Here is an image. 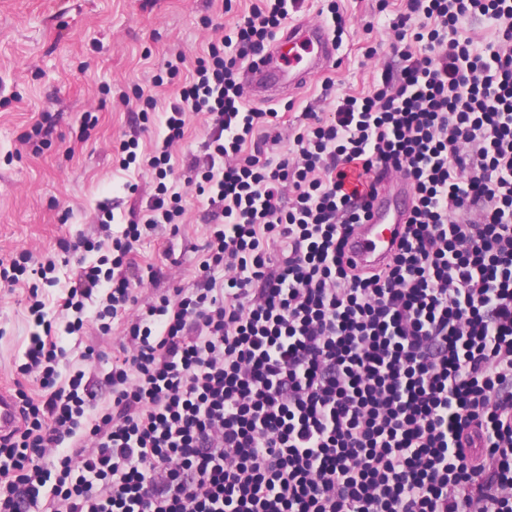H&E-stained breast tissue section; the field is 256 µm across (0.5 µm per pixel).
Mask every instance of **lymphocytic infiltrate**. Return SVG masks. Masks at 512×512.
<instances>
[{"instance_id":"1","label":"lymphocytic infiltrate","mask_w":512,"mask_h":512,"mask_svg":"<svg viewBox=\"0 0 512 512\" xmlns=\"http://www.w3.org/2000/svg\"><path fill=\"white\" fill-rule=\"evenodd\" d=\"M287 2L258 0L198 59L142 159L159 179L145 219L67 291L75 336L89 301L104 334L137 308L109 407L94 412L86 371L57 385L63 348L32 336L18 372L48 395L15 392L0 512H512V0H406L399 70L331 118L306 113L281 153L239 69ZM190 112L213 122L186 180L214 219L207 258L142 302L128 256L185 214L165 179ZM351 165L363 193L343 189ZM391 172L413 190L404 231L361 267L348 239Z\"/></svg>"}]
</instances>
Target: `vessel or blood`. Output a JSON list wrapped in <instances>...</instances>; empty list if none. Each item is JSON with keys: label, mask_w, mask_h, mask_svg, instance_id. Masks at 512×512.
Masks as SVG:
<instances>
[{"label": "vessel or blood", "mask_w": 512, "mask_h": 512, "mask_svg": "<svg viewBox=\"0 0 512 512\" xmlns=\"http://www.w3.org/2000/svg\"><path fill=\"white\" fill-rule=\"evenodd\" d=\"M334 56L333 44L322 28L305 24L288 27L265 59L251 66L245 76L258 93L280 84L303 86L314 73L328 67ZM404 208L388 191H380L366 224L360 225L348 244L352 259L362 264H381L397 244L403 231ZM21 424L19 408L10 392L0 390V434Z\"/></svg>", "instance_id": "b4317fda"}]
</instances>
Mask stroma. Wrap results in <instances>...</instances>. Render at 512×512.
Instances as JSON below:
<instances>
[{
  "instance_id": "obj_1",
  "label": "stroma",
  "mask_w": 512,
  "mask_h": 512,
  "mask_svg": "<svg viewBox=\"0 0 512 512\" xmlns=\"http://www.w3.org/2000/svg\"><path fill=\"white\" fill-rule=\"evenodd\" d=\"M253 0H0V260L26 250L36 260L56 262L57 281L43 286L46 319L52 337L67 355L58 367V384L83 369L104 377L117 352L112 333L99 335L96 304L83 315L82 337L67 335L62 299L79 265L98 263L97 250L77 248L79 238L96 241L121 235L145 209L157 179L146 167L122 169L117 147L137 139L140 155L152 152L162 137V114L189 80L195 61L211 42L243 22ZM404 0H301L287 22L333 29V12L347 22L335 44L334 62L300 90L247 107L279 114L282 148H289L303 113L333 111L346 95L372 94L383 69L397 66L393 25ZM185 62L174 78L165 63L175 54ZM154 97L156 112L142 120L138 93ZM96 116L83 128L85 114ZM51 120L54 133L40 150L24 142L34 124ZM211 124L202 112L187 115L185 135L174 147L168 185L184 197L178 231L135 243L131 259L142 276L140 299L195 283L206 258L212 221L202 199L187 186L186 163L202 155ZM137 185L130 193L129 185ZM112 210L109 230L99 219ZM28 286H0V388L23 384L30 396L44 399L36 377L19 378L29 340L38 328L28 313ZM93 346L96 359L82 358Z\"/></svg>"
}]
</instances>
